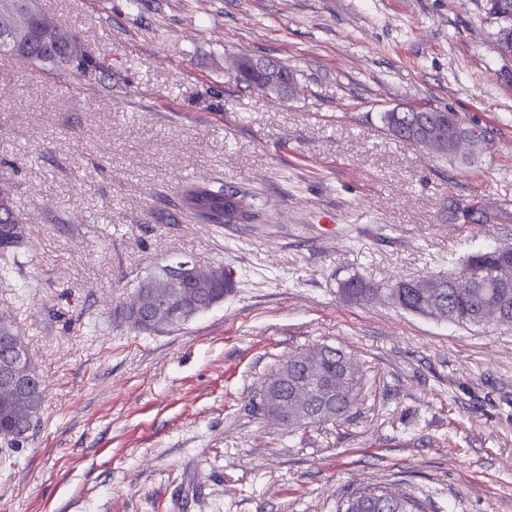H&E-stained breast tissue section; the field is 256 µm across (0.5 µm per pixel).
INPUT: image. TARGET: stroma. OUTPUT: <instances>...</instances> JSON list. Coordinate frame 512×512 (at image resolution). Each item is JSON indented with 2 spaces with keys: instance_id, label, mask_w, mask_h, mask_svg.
Wrapping results in <instances>:
<instances>
[{
  "instance_id": "obj_1",
  "label": "stroma",
  "mask_w": 512,
  "mask_h": 512,
  "mask_svg": "<svg viewBox=\"0 0 512 512\" xmlns=\"http://www.w3.org/2000/svg\"><path fill=\"white\" fill-rule=\"evenodd\" d=\"M100 67L0 56V185L24 219L0 322L47 385L0 442V512H336L365 483L442 512H512V331L339 294L448 272L512 221V56L485 0H35ZM287 65L292 97L238 82ZM457 113L473 165L386 135L394 107ZM252 196L203 222L192 185ZM189 258L237 288L178 328L120 316L140 280ZM355 354L358 405L289 431L248 400L288 355Z\"/></svg>"
}]
</instances>
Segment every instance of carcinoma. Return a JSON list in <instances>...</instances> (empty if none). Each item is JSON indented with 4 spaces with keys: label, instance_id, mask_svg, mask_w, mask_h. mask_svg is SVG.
Listing matches in <instances>:
<instances>
[{
    "label": "carcinoma",
    "instance_id": "1",
    "mask_svg": "<svg viewBox=\"0 0 512 512\" xmlns=\"http://www.w3.org/2000/svg\"><path fill=\"white\" fill-rule=\"evenodd\" d=\"M0 26L10 27L13 39L0 55L27 64L63 67L85 75L96 63L79 53L59 26L38 10L24 12L15 0H0ZM433 113L384 112L381 121L392 137L411 142L451 161L472 164L479 138L463 139L456 145H426L427 137L417 131L427 128L435 140L448 139V132L465 128L454 112L448 125L434 128ZM186 207L200 216L206 211L224 215L225 223L241 224L253 217V204L233 189L213 190L195 186L186 191ZM505 222L509 214L490 215L466 206L456 207L448 219L483 224L491 218ZM24 225L13 209L9 192L0 187V257L18 245ZM233 269L222 264L208 270L193 267L172 285L166 273L141 280L134 301L123 314L136 329L155 332L157 328L178 327L224 303L235 291ZM343 297L354 303L369 304L385 298L398 308L436 321L462 327L496 325L512 329V244L478 249L468 254L458 270L448 275H431L413 280H397L381 288L359 277L340 285ZM23 350L20 336L6 324L0 325V360ZM358 364L345 352L324 345L298 351L283 360L263 381L260 392L251 398L252 413L261 418H276L288 427L300 428L335 424L348 418L357 404ZM46 398V383L34 367H29L27 382L15 386L0 380V439L14 445L33 426ZM430 502L391 486L376 484L358 487L336 504V512H432Z\"/></svg>",
    "mask_w": 512,
    "mask_h": 512
}]
</instances>
